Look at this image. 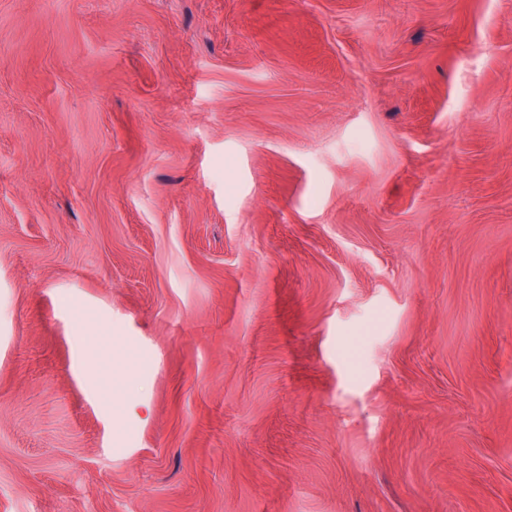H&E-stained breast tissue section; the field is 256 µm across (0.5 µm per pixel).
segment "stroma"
Returning <instances> with one entry per match:
<instances>
[{
	"mask_svg": "<svg viewBox=\"0 0 512 512\" xmlns=\"http://www.w3.org/2000/svg\"><path fill=\"white\" fill-rule=\"evenodd\" d=\"M0 512H512V0H0Z\"/></svg>",
	"mask_w": 512,
	"mask_h": 512,
	"instance_id": "obj_1",
	"label": "stroma"
}]
</instances>
